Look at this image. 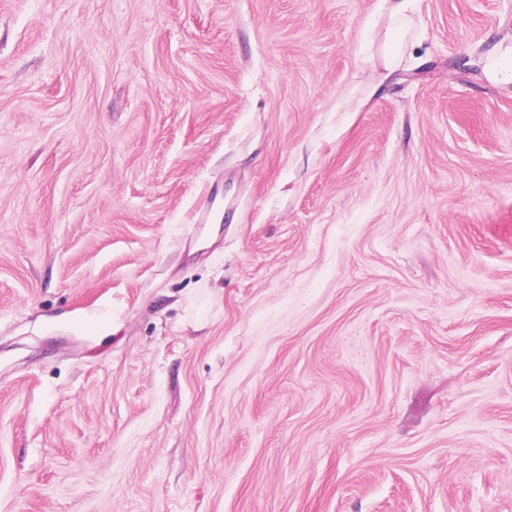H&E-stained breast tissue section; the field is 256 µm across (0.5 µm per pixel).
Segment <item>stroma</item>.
<instances>
[{"mask_svg": "<svg viewBox=\"0 0 512 512\" xmlns=\"http://www.w3.org/2000/svg\"><path fill=\"white\" fill-rule=\"evenodd\" d=\"M415 23L0 0V512H512V0ZM387 8V38L383 46L386 58H394L403 48L405 37L413 27L418 0H384ZM484 60V69L489 79L497 80L506 74L512 76V46L502 49V46L497 45L486 54Z\"/></svg>", "mask_w": 512, "mask_h": 512, "instance_id": "stroma-1", "label": "stroma"}]
</instances>
